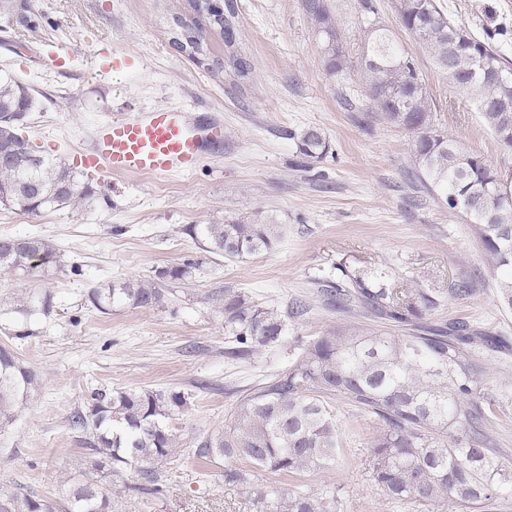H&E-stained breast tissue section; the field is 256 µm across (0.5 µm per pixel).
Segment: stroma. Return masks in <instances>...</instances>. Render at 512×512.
<instances>
[{
  "label": "stroma",
  "mask_w": 512,
  "mask_h": 512,
  "mask_svg": "<svg viewBox=\"0 0 512 512\" xmlns=\"http://www.w3.org/2000/svg\"><path fill=\"white\" fill-rule=\"evenodd\" d=\"M450 19L487 39L512 61V0H437ZM379 18L411 46L416 65L450 138L489 163L512 168L475 105L454 93L431 55L398 24L394 0H376ZM235 43L250 64L238 78L207 72L171 42L172 16L187 0H9L0 9V69L27 84L35 98L31 141L51 158L86 151L98 123L156 106L186 112L190 122L216 118L224 142L190 174L91 176L94 202L72 210L26 214L0 205V235H40L52 241L59 265L27 282L0 272V302L24 287L50 291L54 311L16 335L0 317V347L33 370L39 385L15 421L0 427V497L35 492L62 497L87 454L69 418L87 409L97 389H175L191 392L188 414L173 420L183 447L223 428L236 389L283 369L288 342L240 361L224 357V316L210 294L230 288L286 309L310 292L337 263L356 268L388 262L401 279L418 281L442 303L433 319L465 320L512 343V311L498 301L482 248L467 218L416 187L409 131L373 112L357 75L330 76L321 41L301 0H234ZM64 51L66 64L50 55ZM138 57L132 72L104 73L112 54ZM323 130L328 154L302 166L296 135ZM263 213L286 225L271 250L228 261L203 250L186 231ZM192 262L188 280L160 271ZM80 265L81 275L70 272ZM477 283L470 299L450 298L457 277ZM155 283L162 301L151 308L116 305L100 313L89 292L102 284ZM482 387L493 404L512 473V346L491 352ZM336 416L347 439L335 469L308 477L312 489L331 486L338 512H416L387 499L368 479L374 418L344 407ZM224 465L190 457L174 463L163 495L138 491L136 468L125 472V512H252L226 485Z\"/></svg>",
  "instance_id": "stroma-1"
}]
</instances>
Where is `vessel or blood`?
Returning <instances> with one entry per match:
<instances>
[{"mask_svg":"<svg viewBox=\"0 0 512 512\" xmlns=\"http://www.w3.org/2000/svg\"><path fill=\"white\" fill-rule=\"evenodd\" d=\"M223 140L221 121H206L195 132L188 128L179 110L157 107L141 116L99 125L79 162L88 171L106 170L115 175L188 173Z\"/></svg>","mask_w":512,"mask_h":512,"instance_id":"1","label":"vessel or blood"}]
</instances>
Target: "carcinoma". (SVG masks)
I'll return each mask as SVG.
<instances>
[{
  "instance_id": "obj_1",
  "label": "carcinoma",
  "mask_w": 512,
  "mask_h": 512,
  "mask_svg": "<svg viewBox=\"0 0 512 512\" xmlns=\"http://www.w3.org/2000/svg\"><path fill=\"white\" fill-rule=\"evenodd\" d=\"M191 14L172 17L171 43L206 70L248 73L247 62L224 39L231 23L224 0H188ZM322 41L328 74L358 72L375 111L390 124L413 133L411 177L439 204L469 218L487 271L497 280L498 297L512 309V181L503 169L464 149L439 129L435 103L412 55L380 22L373 0H360L359 49L333 17L326 0H302ZM402 27L418 41L457 94L469 98L500 146L512 152V63L448 19L436 0H397ZM34 107L29 87L0 69V154H35L26 137ZM298 154L308 162L329 152L324 132L307 127L297 135ZM94 191L77 169L59 158L44 162L0 159V203L28 214L52 208L77 209L93 202ZM188 234L203 250L242 260L272 249L286 227L268 216L224 224H191ZM55 257L50 240L38 235L0 236V271L35 281L48 275ZM395 272L383 263L369 270L336 265V279H314L313 297L301 296L281 312L224 291L220 311L235 359L281 343L288 327L304 321L313 301L344 318L341 326L309 340L294 337L296 353L288 365L242 390L224 428L199 441L195 456L209 462L227 459L224 483L233 485L255 512H336L328 487L309 490L299 480L339 464L343 431L334 411L354 408L381 423L370 441L369 477L391 500L430 508L439 504L480 507L512 488V475L500 462L504 449L491 403L481 390L490 371L487 349L499 339L465 321L437 325L427 321L439 301L420 284L395 288ZM475 292L459 277L448 288L453 299ZM94 307H150L162 300L152 283L128 280L94 288ZM53 311L50 292L25 290L9 304L16 335L29 336L32 316ZM38 386L30 369L0 348V426L15 420ZM190 396L164 389L95 390L90 407L70 416L90 460L110 477L75 481L63 499L34 494L0 497V512H123V471L137 467L138 489L161 495L166 466L182 456L170 420L190 411ZM292 479L291 488L279 487Z\"/></svg>"
}]
</instances>
